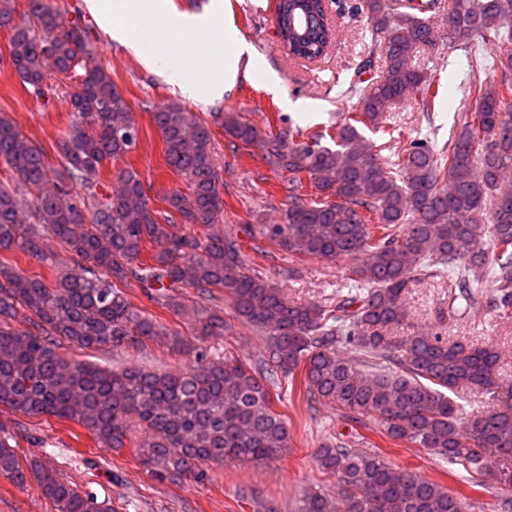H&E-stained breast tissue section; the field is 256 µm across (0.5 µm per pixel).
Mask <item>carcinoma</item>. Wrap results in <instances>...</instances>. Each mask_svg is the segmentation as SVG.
<instances>
[{
  "label": "carcinoma",
  "mask_w": 512,
  "mask_h": 512,
  "mask_svg": "<svg viewBox=\"0 0 512 512\" xmlns=\"http://www.w3.org/2000/svg\"><path fill=\"white\" fill-rule=\"evenodd\" d=\"M26 2L18 22L16 0H0V29L8 30L9 63L23 89L42 97L52 78L82 74L62 91L72 120L56 142L59 163L0 116V166L12 174L0 181V249L49 258L54 271L50 287L0 265V406L74 422L114 451L134 444L140 430L148 438L138 457L154 479L202 482L210 463L262 464L287 452L288 423L270 387L299 377L308 401L356 423L378 422L389 438L461 466L474 486L496 483V509L512 512V385L501 373L502 351L491 337L463 342L443 328L476 306L512 320V0H453L448 8V47L467 52L468 79L462 123L441 146L426 136L399 140L395 160L385 163L363 133L408 96L424 116L435 110L440 84L412 58L436 44L425 13L438 0H357L384 69L368 92L350 86L355 111L329 133L304 139L238 117L225 121L232 138L262 142L269 162L288 172L283 223L253 224L251 239H278L300 258L352 261L348 291L304 302L246 269L232 232L211 230L224 200L209 124L177 102L151 112L165 164L184 185L161 194L164 209L151 208V186L127 161L141 135L130 102L96 61L84 30L66 25L52 0ZM304 2L306 39L284 26L281 36L288 54L321 57L333 39L325 0ZM477 38L495 46L493 61L475 48ZM109 161L122 166L101 193ZM306 181L324 199L297 197ZM183 224L203 234H187ZM51 239L64 256L46 253ZM437 277L451 288L441 326L389 335L408 325L410 288ZM487 279L494 284L488 291ZM133 288L182 317L197 341L226 335L215 291L224 293L233 316L260 336L262 357L228 364L196 353L176 371L65 358L64 343L133 348L154 336L195 353L185 336L130 301ZM185 288L200 301L187 306ZM316 459L342 495L333 500L310 489L298 512L469 510L465 497L348 441L323 443ZM0 474L17 485L33 478L57 512H110L92 493L60 482L41 457L20 463L2 437Z\"/></svg>",
  "instance_id": "obj_1"
}]
</instances>
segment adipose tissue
<instances>
[{
  "label": "adipose tissue",
  "instance_id": "ef3b65f1",
  "mask_svg": "<svg viewBox=\"0 0 512 512\" xmlns=\"http://www.w3.org/2000/svg\"><path fill=\"white\" fill-rule=\"evenodd\" d=\"M167 0H109L107 5H98L96 0H86L89 9L96 14L103 30L112 40L142 51L152 46L149 60L167 71L171 79L180 83L183 94L190 98L206 96V88L195 81H186L187 72L196 69L200 57L213 53L209 42H198L190 52L174 53L173 44L180 41L186 30L206 33L220 26L224 18L213 11L189 19L172 15L166 6Z\"/></svg>",
  "mask_w": 512,
  "mask_h": 512
}]
</instances>
